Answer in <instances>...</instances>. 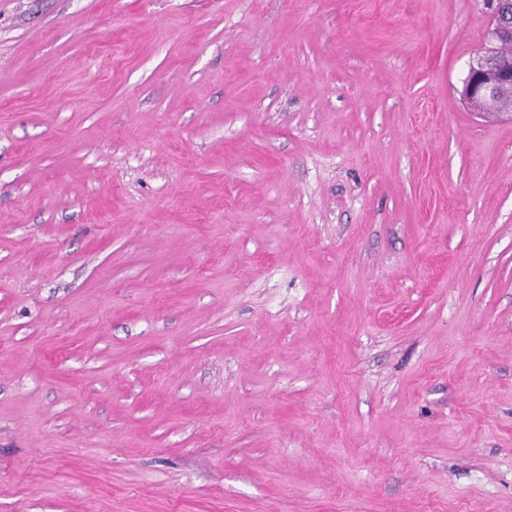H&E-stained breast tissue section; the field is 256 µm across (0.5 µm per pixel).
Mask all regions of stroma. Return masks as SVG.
<instances>
[{
	"label": "stroma",
	"instance_id": "stroma-1",
	"mask_svg": "<svg viewBox=\"0 0 512 512\" xmlns=\"http://www.w3.org/2000/svg\"><path fill=\"white\" fill-rule=\"evenodd\" d=\"M487 26L0 0V512H512Z\"/></svg>",
	"mask_w": 512,
	"mask_h": 512
}]
</instances>
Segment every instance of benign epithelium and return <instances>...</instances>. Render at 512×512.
<instances>
[{
  "label": "benign epithelium",
  "instance_id": "1",
  "mask_svg": "<svg viewBox=\"0 0 512 512\" xmlns=\"http://www.w3.org/2000/svg\"><path fill=\"white\" fill-rule=\"evenodd\" d=\"M480 2L489 18L487 45L469 63L462 96L479 116L512 119L511 112L496 107L512 94V0Z\"/></svg>",
  "mask_w": 512,
  "mask_h": 512
}]
</instances>
